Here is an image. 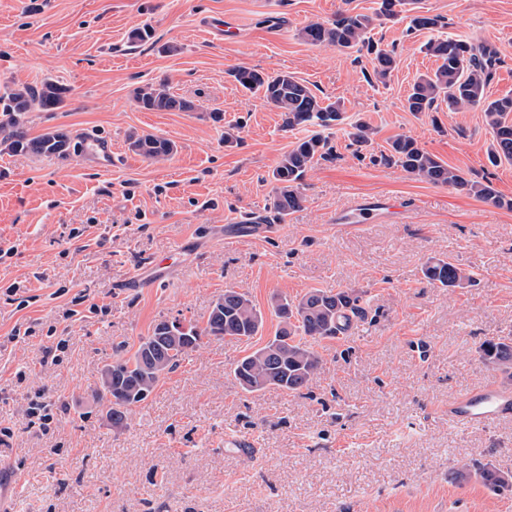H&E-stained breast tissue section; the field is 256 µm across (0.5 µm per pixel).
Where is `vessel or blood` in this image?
Returning a JSON list of instances; mask_svg holds the SVG:
<instances>
[{
	"mask_svg": "<svg viewBox=\"0 0 512 512\" xmlns=\"http://www.w3.org/2000/svg\"><path fill=\"white\" fill-rule=\"evenodd\" d=\"M512 416V390L485 385L461 394L448 404V419L466 427H485Z\"/></svg>",
	"mask_w": 512,
	"mask_h": 512,
	"instance_id": "obj_1",
	"label": "vessel or blood"
}]
</instances>
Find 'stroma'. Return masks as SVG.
<instances>
[{
	"mask_svg": "<svg viewBox=\"0 0 512 512\" xmlns=\"http://www.w3.org/2000/svg\"><path fill=\"white\" fill-rule=\"evenodd\" d=\"M381 0H0V94L55 81L60 108L30 112L29 137L67 134L66 158L0 152V512H512V491L459 484L478 460L512 473V419L448 422V402L502 384L477 348L512 336V210L409 176L380 160L407 135L469 179L512 198V163L487 158L480 109L412 113L404 100L432 35L484 42L497 54L487 87L512 95V0H415L436 31L377 17ZM375 14L369 49L346 53L300 38L339 13ZM225 25L218 33L217 25ZM152 37L134 42V29ZM397 65L373 74L372 52ZM288 71L346 121L286 128L284 115L230 76ZM166 80L192 112H150L135 90ZM375 131L356 153L349 124ZM234 127L237 145L224 144ZM112 144V166L80 151L84 132ZM175 143L151 161L131 132ZM330 148L300 185L301 209L270 207L271 173L303 138ZM385 197L365 229L337 231L336 215ZM278 225L275 233L267 225ZM447 259L470 273L437 288L424 265ZM166 260L154 288L127 281ZM249 295L264 324L249 341L204 339L113 430L94 398L102 368L132 353L154 325L205 326L225 289ZM351 288L365 319L320 342L308 390L244 391L231 367L279 327L273 296ZM48 403L49 426L28 408ZM252 437L255 454L224 445Z\"/></svg>",
	"mask_w": 512,
	"mask_h": 512,
	"instance_id": "1",
	"label": "stroma"
}]
</instances>
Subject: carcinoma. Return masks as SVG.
Wrapping results in <instances>:
<instances>
[{
  "label": "carcinoma",
  "instance_id": "cac0c4a2",
  "mask_svg": "<svg viewBox=\"0 0 512 512\" xmlns=\"http://www.w3.org/2000/svg\"><path fill=\"white\" fill-rule=\"evenodd\" d=\"M374 17L368 14H339L330 23L311 22L301 31V37L313 44L339 50H361ZM428 54L438 61L430 74L419 76L407 96L405 107L410 112H427L442 102L448 110L479 108L484 112L492 132L490 163L512 161V96L489 99L486 88L495 66L494 52L486 46H474L452 38L433 39L425 44ZM395 65L388 53L379 52L374 58L373 73L384 79ZM247 92L259 96L285 116V126L316 125L330 127L344 121L343 105L324 103L300 79L288 74H265L249 68L231 73ZM68 88L45 82L41 87L25 86L0 96V145L10 152L66 157L70 153L69 137L59 131L30 138L23 130V115L33 110L50 112L58 108ZM139 107L148 111L191 112L194 104L170 93L165 82H149L135 91ZM349 136L359 148L371 142L372 131L361 120L351 124ZM129 149L145 158L159 160L171 155L175 145L153 134H132ZM325 142L317 137L298 141L284 153L272 171L276 183L271 208L280 215L300 209L304 197L299 185L319 161L327 158ZM383 160L400 166L409 176L465 192L499 208L512 210V199L498 195L488 184L468 180L447 163L429 153L404 135L389 142ZM425 277L442 287H464L470 277L458 266L442 259L428 263ZM280 318L277 334L263 346L238 360L233 368L235 380L249 393L270 386L290 393H300L310 387L321 369L322 359L315 345L334 338L350 328L353 319H364L366 311L360 297L352 289H315L296 301L274 299ZM178 319L158 322L152 333L139 341L128 356H121L105 365L103 382L97 392L98 401L107 407L112 428L122 430L128 425L131 408L144 401L162 377L176 368L208 337H230L250 340L263 326V315L251 298L232 288L215 302L206 322L200 328L190 324L176 327ZM480 359L499 371L512 383V339L499 337L482 342ZM462 481H473L500 491L512 488V475L502 474L487 465L465 464L457 473Z\"/></svg>",
  "mask_w": 512,
  "mask_h": 512
}]
</instances>
